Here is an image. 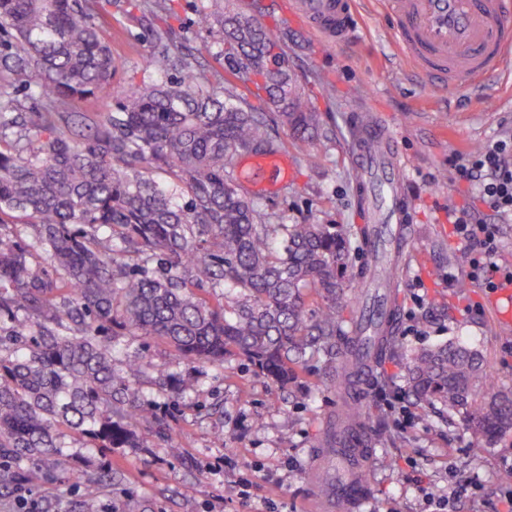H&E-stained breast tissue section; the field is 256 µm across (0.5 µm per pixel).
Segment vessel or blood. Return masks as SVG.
Here are the masks:
<instances>
[{
  "instance_id": "b4317fda",
  "label": "vessel or blood",
  "mask_w": 512,
  "mask_h": 512,
  "mask_svg": "<svg viewBox=\"0 0 512 512\" xmlns=\"http://www.w3.org/2000/svg\"><path fill=\"white\" fill-rule=\"evenodd\" d=\"M397 18L396 41L427 77H447L449 86L476 88L492 73L512 69V0H388ZM295 13L311 32L333 44L354 27L351 0H295ZM350 164L367 223L404 226L411 204L403 185L406 160L393 140L367 113L352 126ZM288 177L281 155L257 156L239 164L243 183L257 184L265 171ZM340 473L328 481L314 512H361L370 495L366 474L372 458L360 428L343 426L331 453Z\"/></svg>"
}]
</instances>
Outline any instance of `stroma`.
I'll return each mask as SVG.
<instances>
[{
  "instance_id": "obj_1",
  "label": "stroma",
  "mask_w": 512,
  "mask_h": 512,
  "mask_svg": "<svg viewBox=\"0 0 512 512\" xmlns=\"http://www.w3.org/2000/svg\"><path fill=\"white\" fill-rule=\"evenodd\" d=\"M98 3L109 30L121 33L113 46L119 68L111 86L65 100L64 111L111 109L115 86L155 80L144 59L165 48L222 69L219 34L198 23L202 0H174L162 18L149 8L130 7L129 0ZM292 3L238 0L241 11L259 13L274 39H287L290 73L320 125L314 161L288 150L291 176L273 190L259 191L261 203L288 224L355 223L349 143L352 111L361 106L373 111L407 158V193L415 203L399 258L398 344L364 387L367 445L374 450L365 512H423L411 469L424 472L431 492L440 495L449 491L451 464L466 488L458 512H498L505 488L499 475L512 465V433L483 445L458 419L425 412L414 398L406 400V421L391 414L389 405L394 387L406 384L407 355L443 343L480 351L495 388L512 391V324L499 321L486 291L471 279L474 250L458 243L448 222L449 206L461 201L448 160L469 156L498 135H512V74L490 75L477 93L449 87L441 77L426 80L393 41L395 19L387 0H355L357 37L331 48L304 29ZM162 22L168 38L159 43L152 32ZM115 343L149 364L139 391L172 433L154 436L146 448L106 451L67 438L66 452L76 467L93 473L109 463L122 472V480L102 495L104 512H307V499L316 492L318 436L341 402L322 363L307 362L282 391L237 354L215 366L186 361L149 339L119 336ZM162 373L192 383V390L160 389L154 380ZM244 482L245 498L239 494ZM83 494L82 485L58 476L1 496L0 512H22V496L34 503V512H76Z\"/></svg>"
}]
</instances>
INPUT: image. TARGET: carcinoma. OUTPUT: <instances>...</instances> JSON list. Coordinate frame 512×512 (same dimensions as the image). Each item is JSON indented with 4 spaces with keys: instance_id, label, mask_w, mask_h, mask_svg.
<instances>
[{
    "instance_id": "carcinoma-1",
    "label": "carcinoma",
    "mask_w": 512,
    "mask_h": 512,
    "mask_svg": "<svg viewBox=\"0 0 512 512\" xmlns=\"http://www.w3.org/2000/svg\"><path fill=\"white\" fill-rule=\"evenodd\" d=\"M95 0H0L4 70L31 74L40 104L13 111L0 86V494L71 467L62 429L96 448H144L169 425L139 402L146 364L113 366L112 337L146 336L191 362L245 355L284 388L309 359L349 386L364 364L344 329L348 289L395 288L397 261L352 266L381 225L274 224L236 177L243 155L278 153L264 108L304 150L317 128L291 94L288 52L230 0L199 24L229 46L207 77L180 54L154 52L156 83L120 86L110 112H62L112 83L118 59ZM261 76L256 102L224 100ZM407 384L425 410L466 418L482 439L512 431V392L495 391L482 354L452 344L418 351ZM150 420L148 435L137 426ZM118 470L85 480L81 512H101Z\"/></svg>"
}]
</instances>
